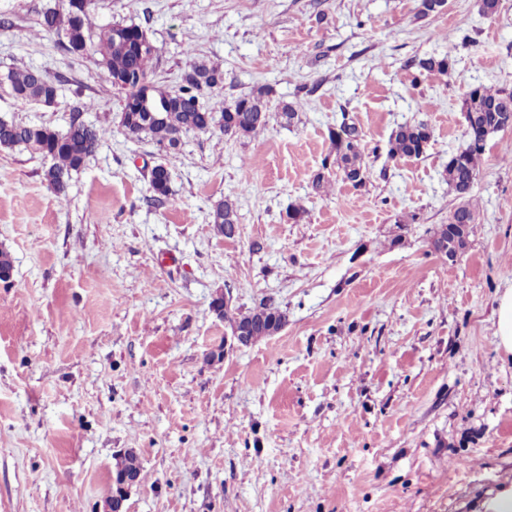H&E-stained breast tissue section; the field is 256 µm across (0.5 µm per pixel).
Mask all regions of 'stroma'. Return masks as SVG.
<instances>
[{"label": "stroma", "instance_id": "stroma-1", "mask_svg": "<svg viewBox=\"0 0 512 512\" xmlns=\"http://www.w3.org/2000/svg\"><path fill=\"white\" fill-rule=\"evenodd\" d=\"M58 0H0V72L61 77L57 103L0 88V117L65 131L77 103L104 141L65 195L43 161L0 150V512H102L115 458L143 478L126 512H474L512 485V357L495 343L512 287V127L491 137L464 254L431 239L456 200L463 86L512 88V0H93L94 26L144 27L152 82L173 90L189 56L224 71L232 102L271 88L265 130L190 133L168 155L128 138L121 96L92 58L41 29ZM451 55L448 74L411 67ZM298 104L293 125L280 103ZM361 130L365 187L323 169L342 119ZM432 132L393 158L399 125ZM167 162L155 201L147 169ZM329 181L312 187L316 173ZM233 198L238 233L215 234ZM307 211L288 222L289 207ZM286 310L276 335L211 353L230 328L216 293ZM212 224L214 229L223 234L225 238H234L236 232L232 231L231 224H238L236 202L230 198L220 200L213 206L211 212Z\"/></svg>", "mask_w": 512, "mask_h": 512}]
</instances>
